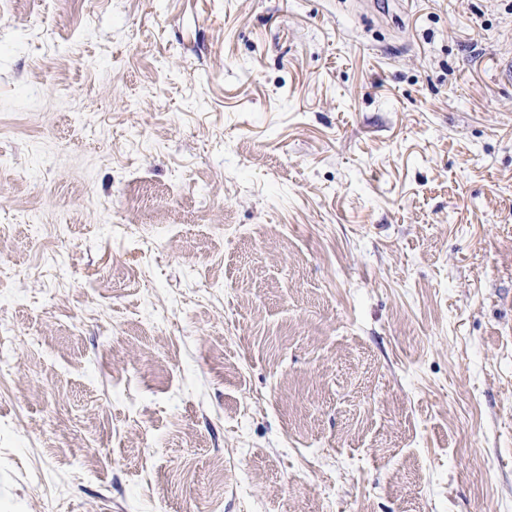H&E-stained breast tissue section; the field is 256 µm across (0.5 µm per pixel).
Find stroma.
I'll use <instances>...</instances> for the list:
<instances>
[{
  "instance_id": "35a3bbf8",
  "label": "stroma",
  "mask_w": 512,
  "mask_h": 512,
  "mask_svg": "<svg viewBox=\"0 0 512 512\" xmlns=\"http://www.w3.org/2000/svg\"><path fill=\"white\" fill-rule=\"evenodd\" d=\"M13 0L0 512H512V0Z\"/></svg>"
}]
</instances>
